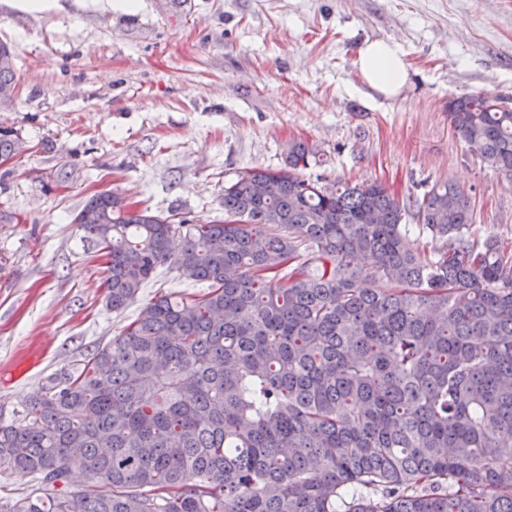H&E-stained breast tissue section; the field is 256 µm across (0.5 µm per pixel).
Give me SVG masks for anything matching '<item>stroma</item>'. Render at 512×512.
I'll list each match as a JSON object with an SVG mask.
<instances>
[{
  "instance_id": "35a3bbf8",
  "label": "stroma",
  "mask_w": 512,
  "mask_h": 512,
  "mask_svg": "<svg viewBox=\"0 0 512 512\" xmlns=\"http://www.w3.org/2000/svg\"><path fill=\"white\" fill-rule=\"evenodd\" d=\"M394 41L408 76L387 96L354 61ZM15 97L0 125L22 141L0 175V410L111 343L160 293L205 286L161 268L123 312L105 306L106 260L73 218L113 191L136 209L224 217V186L283 166L378 182L400 198L453 181L472 230L512 256V177L454 133L451 99L512 97V0H0Z\"/></svg>"
}]
</instances>
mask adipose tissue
I'll return each instance as SVG.
<instances>
[{
  "label": "adipose tissue",
  "instance_id": "obj_1",
  "mask_svg": "<svg viewBox=\"0 0 512 512\" xmlns=\"http://www.w3.org/2000/svg\"><path fill=\"white\" fill-rule=\"evenodd\" d=\"M356 64L362 79L374 90L391 95L406 81V67L399 46L391 41L365 43Z\"/></svg>",
  "mask_w": 512,
  "mask_h": 512
}]
</instances>
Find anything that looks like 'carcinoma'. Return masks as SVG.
<instances>
[{
    "label": "carcinoma",
    "instance_id": "carcinoma-1",
    "mask_svg": "<svg viewBox=\"0 0 512 512\" xmlns=\"http://www.w3.org/2000/svg\"><path fill=\"white\" fill-rule=\"evenodd\" d=\"M489 100L448 118L511 177L512 107ZM17 143L0 126V161ZM314 157L238 175L215 224L85 202L109 310L164 266L207 290L156 296L0 419V465L36 485L0 512H512V257L454 183L402 200L302 177Z\"/></svg>",
    "mask_w": 512,
    "mask_h": 512
}]
</instances>
